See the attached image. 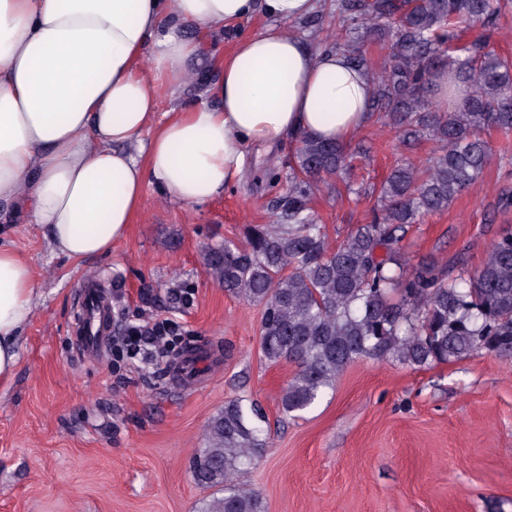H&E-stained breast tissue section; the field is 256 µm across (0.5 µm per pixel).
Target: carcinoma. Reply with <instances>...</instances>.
Returning a JSON list of instances; mask_svg holds the SVG:
<instances>
[{
	"instance_id": "cac0c4a2",
	"label": "carcinoma",
	"mask_w": 512,
	"mask_h": 512,
	"mask_svg": "<svg viewBox=\"0 0 512 512\" xmlns=\"http://www.w3.org/2000/svg\"><path fill=\"white\" fill-rule=\"evenodd\" d=\"M509 0H330L336 39L319 45L370 69L366 46L383 45L372 73V112L404 147L436 143L425 165L407 159L382 183L367 224L330 246L311 202L327 177L350 174L360 151L295 134L288 192L267 224L206 254L224 290L263 306L261 350L297 371L280 399L285 415L308 409L359 359L414 368L485 351L512 361V232L492 241L480 268L453 262L409 264L401 243L419 218L449 203L484 173L482 133H512V60L492 47ZM467 88L463 106L435 108L437 78ZM269 426L251 400L235 398L207 425L195 478L221 492L203 512H264L260 495L239 482L268 447Z\"/></svg>"
}]
</instances>
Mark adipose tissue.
Wrapping results in <instances>:
<instances>
[{
    "instance_id": "obj_1",
    "label": "adipose tissue",
    "mask_w": 512,
    "mask_h": 512,
    "mask_svg": "<svg viewBox=\"0 0 512 512\" xmlns=\"http://www.w3.org/2000/svg\"><path fill=\"white\" fill-rule=\"evenodd\" d=\"M316 0H0V221L42 227L53 251L105 255L146 184L201 206L239 180L250 148L307 132L346 142L371 119L370 74L286 34ZM263 13L271 26L225 54L224 77L157 111L198 46L188 27ZM31 265L0 246V379L13 377L35 304Z\"/></svg>"
}]
</instances>
